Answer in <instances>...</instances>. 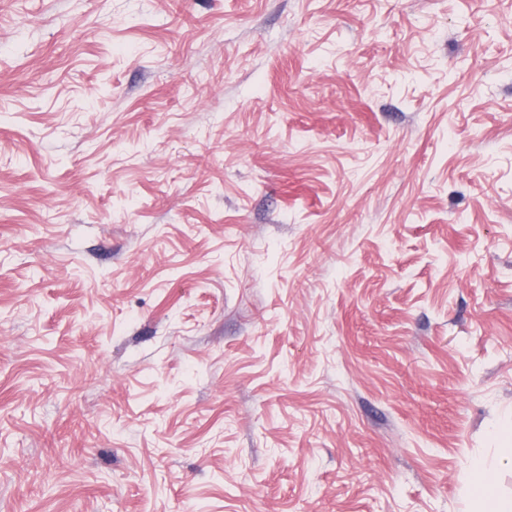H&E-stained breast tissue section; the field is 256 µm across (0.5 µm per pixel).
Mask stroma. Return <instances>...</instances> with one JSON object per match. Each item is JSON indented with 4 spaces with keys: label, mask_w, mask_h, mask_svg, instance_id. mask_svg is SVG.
<instances>
[{
    "label": "stroma",
    "mask_w": 512,
    "mask_h": 512,
    "mask_svg": "<svg viewBox=\"0 0 512 512\" xmlns=\"http://www.w3.org/2000/svg\"><path fill=\"white\" fill-rule=\"evenodd\" d=\"M512 421V0H0V512H474Z\"/></svg>",
    "instance_id": "stroma-1"
}]
</instances>
